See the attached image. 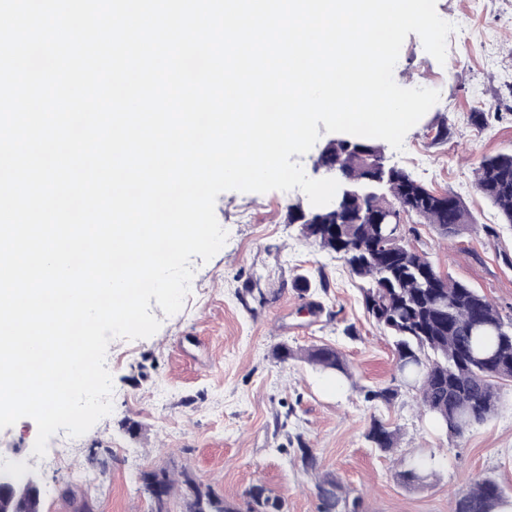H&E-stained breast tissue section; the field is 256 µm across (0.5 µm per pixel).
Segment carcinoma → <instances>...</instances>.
Masks as SVG:
<instances>
[{
	"label": "carcinoma",
	"instance_id": "obj_1",
	"mask_svg": "<svg viewBox=\"0 0 512 512\" xmlns=\"http://www.w3.org/2000/svg\"><path fill=\"white\" fill-rule=\"evenodd\" d=\"M383 158L384 148L371 139H337L320 151L314 164L336 170L359 188L342 212L322 218L336 224V237L316 235L298 204L291 208L290 219L300 222L304 238L339 255L350 273L366 283L364 309L391 341L398 370L416 389L421 412L448 434L460 437L495 410V381H512V318H503L485 295L442 273L426 254L407 245L399 225L370 223L369 214L394 208L449 238L473 224L456 193L434 191L402 168L382 170L371 165ZM476 187L512 229V154L483 159L476 170ZM304 360L349 376L343 354L330 346L307 349ZM367 439L383 452L392 451L397 443L396 432L376 420ZM299 452L303 469L317 475L319 512H361L360 498L350 497L335 474L320 471L313 449L302 447ZM433 469L434 456H423L397 477L407 486L419 487ZM181 477L188 489L186 512H239L189 473ZM156 482L162 484L167 503L173 480L164 470L142 476L144 490L154 500L153 512H162ZM246 497L247 512H283L277 496L256 497L250 489ZM454 502L453 512H499L508 503V494L496 478L486 476L456 495Z\"/></svg>",
	"mask_w": 512,
	"mask_h": 512
}]
</instances>
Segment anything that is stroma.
Listing matches in <instances>:
<instances>
[{
	"instance_id": "1",
	"label": "stroma",
	"mask_w": 512,
	"mask_h": 512,
	"mask_svg": "<svg viewBox=\"0 0 512 512\" xmlns=\"http://www.w3.org/2000/svg\"><path fill=\"white\" fill-rule=\"evenodd\" d=\"M436 9L455 26L445 63L411 33L394 79L438 90L440 99L407 133L403 152L385 155L429 188L456 193L474 223L449 239L408 216L403 235L510 317L512 231L477 191L475 170L484 157L512 153V0H436ZM478 111L491 115L482 129L469 122ZM308 202L297 189L218 196L215 213L228 239L210 261L193 257L196 290L175 315L151 305L162 321L153 336L109 344L111 414L81 437L53 435L49 450H68L61 464L29 466L44 512H79L85 503L92 512H151L141 475L160 470L189 471L239 507L260 484L283 499L284 512H317L315 476L298 459L303 445L361 498L363 512H452L455 494L487 475L512 493V382L499 383L494 412L463 436L435 426L368 318L362 281L290 221V206ZM302 275L326 278L327 290L300 292L294 282ZM282 344L294 359L273 357ZM315 345L341 351L351 380L300 360ZM385 387L398 391L392 403L365 400V390ZM375 420L396 430L395 452L367 440ZM430 453L437 468L428 483L410 488L397 479L399 459Z\"/></svg>"
}]
</instances>
